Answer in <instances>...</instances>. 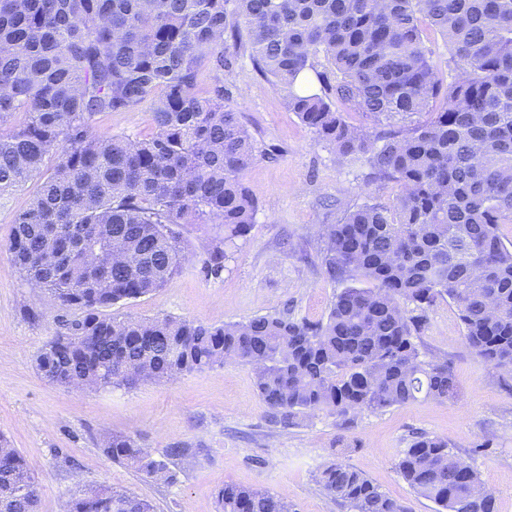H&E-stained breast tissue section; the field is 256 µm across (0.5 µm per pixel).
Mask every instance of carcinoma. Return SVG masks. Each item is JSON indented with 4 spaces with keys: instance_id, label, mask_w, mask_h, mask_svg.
I'll return each mask as SVG.
<instances>
[{
    "instance_id": "cac0c4a2",
    "label": "carcinoma",
    "mask_w": 512,
    "mask_h": 512,
    "mask_svg": "<svg viewBox=\"0 0 512 512\" xmlns=\"http://www.w3.org/2000/svg\"><path fill=\"white\" fill-rule=\"evenodd\" d=\"M452 68L433 66L423 25ZM248 56L288 111L336 155L394 184L324 229V273L347 283L325 318L288 313L221 326L102 312L178 274L177 228L219 224L202 269L218 276L256 223L242 181L256 137L204 68ZM314 73L320 88L308 86ZM151 103L149 137L101 135L95 117ZM355 112L371 122L350 124ZM0 192L42 180L14 218L9 251L30 285L64 312L35 368L92 388L249 367L270 421L379 411L456 395L448 363L420 359L416 335L437 300L456 306L468 347L512 367V0H0ZM56 159L47 175V162ZM103 453L153 481L170 462L134 437ZM446 512H496L494 492L448 441L421 433L396 464ZM317 483L350 512H406L364 473L332 463ZM24 457L0 442V512H36ZM222 512H292L268 491L226 484ZM66 512H152L135 494L91 489Z\"/></svg>"
}]
</instances>
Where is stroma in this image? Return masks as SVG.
<instances>
[{
    "mask_svg": "<svg viewBox=\"0 0 512 512\" xmlns=\"http://www.w3.org/2000/svg\"><path fill=\"white\" fill-rule=\"evenodd\" d=\"M221 84L254 130L260 156L242 175L260 210L238 239L220 276L202 273L204 248L219 225L191 232L183 268L163 288L113 305L126 319L172 317L221 325L291 311L326 316L340 283L323 272V225L371 200L388 203L395 188L368 181L367 169L338 159L281 96L241 58L232 71L204 70L200 88ZM97 132L144 137L152 133L150 104L96 116ZM36 180L0 192V439L26 459L40 488L37 512H64L78 490L110 487L147 499L153 512H220L227 484L263 489L294 512H347L316 482L320 470L344 462L362 471L407 512H438L398 474L404 448L420 433L447 439L481 482L493 490L498 512H512V371L483 362L467 346L453 304L427 312L417 343L424 359L448 362L456 396L418 399L380 411L345 416L316 413L282 427L270 422L249 368L228 362L132 389L77 392L49 383L34 356L59 329V313L11 261L15 215L26 209ZM37 318H29V311ZM128 434L156 452L178 444L192 454L173 484L143 479L102 451L104 436Z\"/></svg>",
    "mask_w": 512,
    "mask_h": 512,
    "instance_id": "1",
    "label": "stroma"
}]
</instances>
